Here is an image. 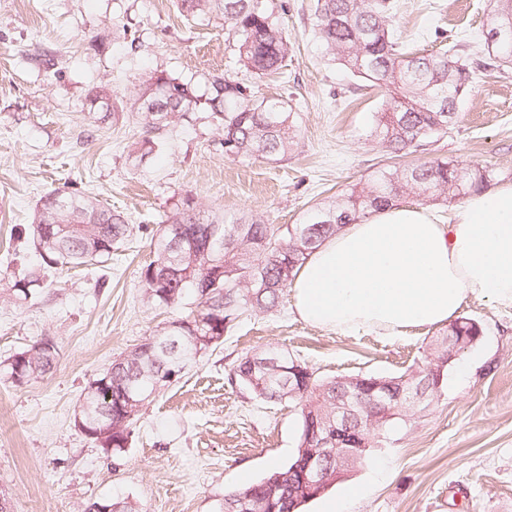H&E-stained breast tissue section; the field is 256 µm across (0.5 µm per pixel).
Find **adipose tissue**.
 I'll use <instances>...</instances> for the list:
<instances>
[{
	"label": "adipose tissue",
	"mask_w": 512,
	"mask_h": 512,
	"mask_svg": "<svg viewBox=\"0 0 512 512\" xmlns=\"http://www.w3.org/2000/svg\"><path fill=\"white\" fill-rule=\"evenodd\" d=\"M292 293L309 325L380 336L450 322L470 297L512 309V184L469 195L444 224L394 206L348 225L309 256Z\"/></svg>",
	"instance_id": "obj_1"
}]
</instances>
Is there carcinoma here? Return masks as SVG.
<instances>
[{"label":"carcinoma","instance_id":"cac0c4a2","mask_svg":"<svg viewBox=\"0 0 512 512\" xmlns=\"http://www.w3.org/2000/svg\"><path fill=\"white\" fill-rule=\"evenodd\" d=\"M177 8L193 19L219 21L232 40L237 63L256 78L277 72L288 56V34L265 0H177ZM316 30L330 60L352 76L389 91L375 116L371 140L397 154L425 152L448 134L459 119V107L471 91L477 72L490 67L481 59L444 52L421 53L394 33V0H317ZM485 50L500 66H512V0H490L485 23ZM93 121L113 110L112 88L95 87L89 95ZM130 110L141 133L128 145L137 166L160 145V131L192 119L197 112L221 127L224 156L232 160H288L299 140L294 112L284 99H254L250 89L231 74L208 78L207 89L164 71L149 73L132 91ZM494 180L492 170L435 158L380 169L352 185L331 203L311 207L298 224H271L261 216L226 219L204 212L186 194L152 231L154 258L140 272L144 294L159 308L192 301L181 316L165 323L142 343L112 360L111 367L85 392L79 405L91 429L112 428V452L125 450L132 425L161 387L182 373L187 362L210 346L199 338L229 336L242 316L271 312L299 268L322 242L348 224L393 205L405 193L422 203L460 200ZM28 235L41 267L78 268L102 264L130 242L133 226L112 207L89 195L54 190L40 199ZM43 287L41 276L28 274L10 288L16 303H25ZM453 335L475 336L481 328L472 319L450 324ZM444 349L429 352L400 376H382L390 397L388 416L373 418L358 409L351 428L365 441L360 459L376 447L384 428L403 409L430 367L440 368ZM57 345L50 337L16 353L0 365V379L27 385L54 368ZM294 356L267 350L239 359L228 383L263 402L287 400L300 411L297 451L286 465L262 479L224 495L218 512H296L311 499L294 468L310 448H323L322 461L336 474V408L370 388L348 381H330L291 372Z\"/></svg>","mask_w":512,"mask_h":512}]
</instances>
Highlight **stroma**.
<instances>
[{
  "mask_svg": "<svg viewBox=\"0 0 512 512\" xmlns=\"http://www.w3.org/2000/svg\"><path fill=\"white\" fill-rule=\"evenodd\" d=\"M312 2L268 0L291 49L281 73L239 77L256 97L293 105L301 138L287 161L225 158L219 130L201 117L164 129L162 149L133 167L126 147L139 127L90 119V89L109 83L125 102L155 70L205 89L209 74L235 69L223 26L186 19L174 0H0V363L46 336L58 347L54 369L38 381L0 380V495L11 512H84L125 498L142 512H216L226 492L288 462L299 434L293 404L256 401L230 386L238 359L275 348L323 380L395 376L445 333L442 325L394 337L322 330L298 319L287 290L276 310L244 317L166 384L125 452L104 453L74 425L89 383L179 314L147 303L139 275L152 257L148 227L182 195L205 210L296 224L312 204L377 170L420 161L371 141L385 94L357 89L328 60ZM397 4L396 29L422 37L425 48L483 50L489 0ZM46 51L57 57L54 69L40 60ZM460 113L432 157L478 161L496 182H512V68L480 75ZM56 189L111 203L135 230L119 259L50 273V287L20 306L9 281L40 259L18 231ZM459 314L482 333L445 367L434 400L403 409L369 457L301 512H324L351 486L361 493L345 512H512V309L469 298Z\"/></svg>",
  "mask_w": 512,
  "mask_h": 512,
  "instance_id": "35a3bbf8",
  "label": "stroma"
}]
</instances>
